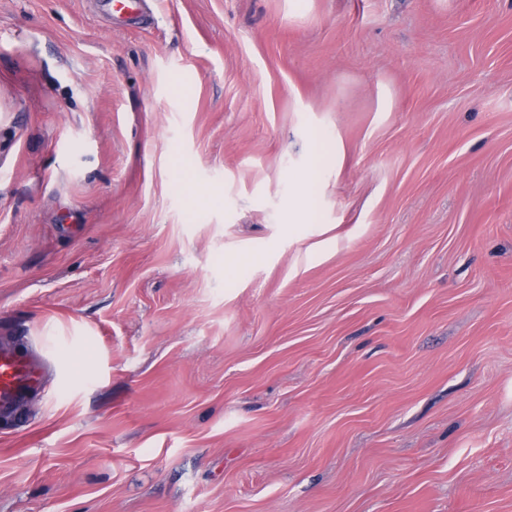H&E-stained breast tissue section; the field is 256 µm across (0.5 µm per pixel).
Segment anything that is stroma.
Masks as SVG:
<instances>
[{
    "instance_id": "35a3bbf8",
    "label": "stroma",
    "mask_w": 512,
    "mask_h": 512,
    "mask_svg": "<svg viewBox=\"0 0 512 512\" xmlns=\"http://www.w3.org/2000/svg\"><path fill=\"white\" fill-rule=\"evenodd\" d=\"M152 6L0 0V512H512V0ZM105 11L117 19L136 18L141 15L145 0H97ZM46 364L15 345L0 346V410L10 415L12 407L27 393L40 390Z\"/></svg>"
}]
</instances>
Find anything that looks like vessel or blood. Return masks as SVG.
Returning <instances> with one entry per match:
<instances>
[{"mask_svg": "<svg viewBox=\"0 0 512 512\" xmlns=\"http://www.w3.org/2000/svg\"><path fill=\"white\" fill-rule=\"evenodd\" d=\"M106 12L118 19L141 15L145 0H100ZM46 364L43 359L13 345L0 346V412L12 407L27 393L41 389Z\"/></svg>", "mask_w": 512, "mask_h": 512, "instance_id": "b4317fda", "label": "vessel or blood"}]
</instances>
